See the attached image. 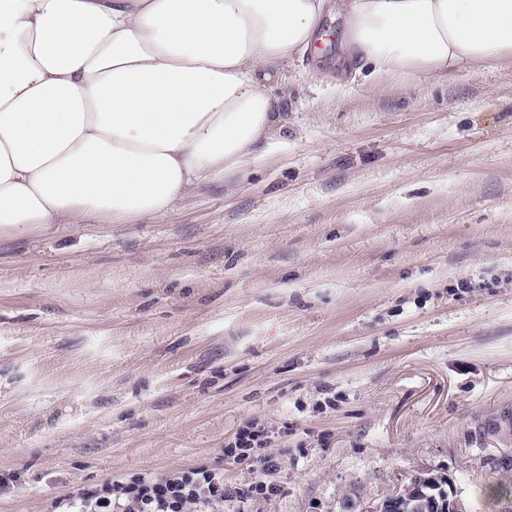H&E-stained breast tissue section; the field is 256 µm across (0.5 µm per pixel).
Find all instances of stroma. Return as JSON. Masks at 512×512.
Masks as SVG:
<instances>
[{
    "label": "stroma",
    "mask_w": 512,
    "mask_h": 512,
    "mask_svg": "<svg viewBox=\"0 0 512 512\" xmlns=\"http://www.w3.org/2000/svg\"><path fill=\"white\" fill-rule=\"evenodd\" d=\"M343 30L285 69L246 174L147 222L0 235V512L199 466L224 512H375L419 473L499 512L512 63L374 87ZM250 423L266 447L225 455Z\"/></svg>",
    "instance_id": "stroma-1"
}]
</instances>
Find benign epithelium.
<instances>
[{
  "label": "benign epithelium",
  "mask_w": 512,
  "mask_h": 512,
  "mask_svg": "<svg viewBox=\"0 0 512 512\" xmlns=\"http://www.w3.org/2000/svg\"><path fill=\"white\" fill-rule=\"evenodd\" d=\"M379 512H468L453 482L442 476L417 474L377 507Z\"/></svg>",
  "instance_id": "7a95c632"
}]
</instances>
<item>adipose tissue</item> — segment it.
<instances>
[{
    "instance_id": "adipose-tissue-1",
    "label": "adipose tissue",
    "mask_w": 512,
    "mask_h": 512,
    "mask_svg": "<svg viewBox=\"0 0 512 512\" xmlns=\"http://www.w3.org/2000/svg\"><path fill=\"white\" fill-rule=\"evenodd\" d=\"M331 8L375 85L512 60V0H0V233L147 220L246 169Z\"/></svg>"
}]
</instances>
